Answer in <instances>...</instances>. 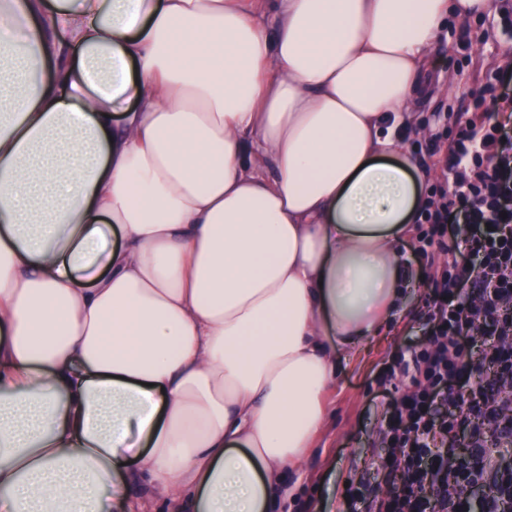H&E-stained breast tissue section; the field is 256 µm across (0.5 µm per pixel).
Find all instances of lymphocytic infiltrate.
Wrapping results in <instances>:
<instances>
[{
  "label": "lymphocytic infiltrate",
  "instance_id": "f902f5d3",
  "mask_svg": "<svg viewBox=\"0 0 512 512\" xmlns=\"http://www.w3.org/2000/svg\"><path fill=\"white\" fill-rule=\"evenodd\" d=\"M457 133L431 135L446 179L419 223L417 255L435 267L412 354V392L374 432L379 472L345 491L349 512H505L512 503V127L466 109ZM489 371L475 384L469 372ZM485 482L472 502L466 491Z\"/></svg>",
  "mask_w": 512,
  "mask_h": 512
}]
</instances>
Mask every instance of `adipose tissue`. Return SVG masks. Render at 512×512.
<instances>
[{
    "label": "adipose tissue",
    "instance_id": "1",
    "mask_svg": "<svg viewBox=\"0 0 512 512\" xmlns=\"http://www.w3.org/2000/svg\"><path fill=\"white\" fill-rule=\"evenodd\" d=\"M491 0H0V512H275L405 299L398 129Z\"/></svg>",
    "mask_w": 512,
    "mask_h": 512
}]
</instances>
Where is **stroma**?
I'll list each match as a JSON object with an SVG mask.
<instances>
[{
    "mask_svg": "<svg viewBox=\"0 0 512 512\" xmlns=\"http://www.w3.org/2000/svg\"><path fill=\"white\" fill-rule=\"evenodd\" d=\"M491 16L450 27L446 38L431 50L437 65L431 80L434 92L418 102L421 133L411 134L408 148L430 178L441 175L429 153V133L435 128L439 106L453 103L473 106L479 86L478 70L487 62H500L512 54V40L493 32ZM430 269L415 263L412 276L418 286L406 298L395 320L384 326L378 340L355 361L344 363L327 400L325 423L314 439L301 469L286 468L283 480L294 491L280 512H340L343 485L351 466L376 469L378 449L372 448L368 433L384 404L403 399L410 389L402 374L387 371L407 345V333L417 325L425 309L426 281Z\"/></svg>",
    "mask_w": 512,
    "mask_h": 512,
    "instance_id": "stroma-1",
    "label": "stroma"
}]
</instances>
